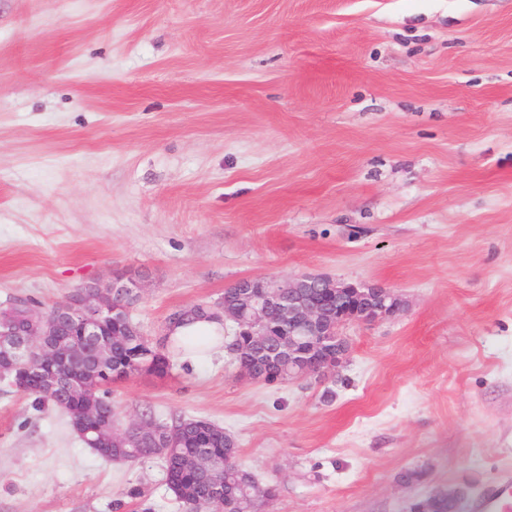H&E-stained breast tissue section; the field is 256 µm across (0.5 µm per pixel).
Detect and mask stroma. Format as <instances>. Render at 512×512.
<instances>
[{
    "instance_id": "35a3bbf8",
    "label": "stroma",
    "mask_w": 512,
    "mask_h": 512,
    "mask_svg": "<svg viewBox=\"0 0 512 512\" xmlns=\"http://www.w3.org/2000/svg\"><path fill=\"white\" fill-rule=\"evenodd\" d=\"M129 268L154 342L248 276L405 306L322 381L167 345L120 418L223 427L268 512L476 499L512 471V0H0V308ZM0 512L180 509L0 383ZM448 492L456 491L457 499L463 506L462 511L466 508V496L461 489L437 490L428 495L424 501L426 502L425 510L422 512H460L457 508V502L453 497H448Z\"/></svg>"
}]
</instances>
